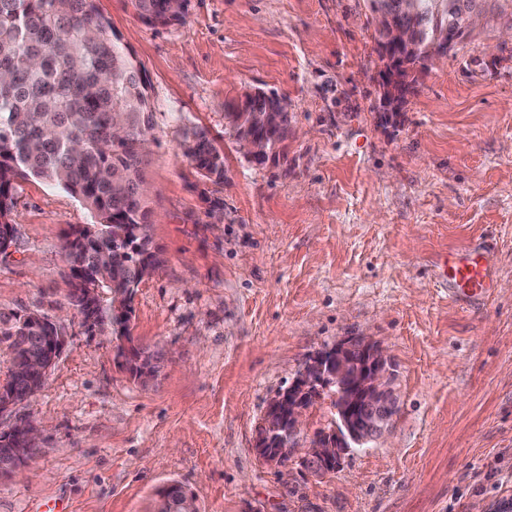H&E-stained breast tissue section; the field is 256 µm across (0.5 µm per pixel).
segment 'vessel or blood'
Instances as JSON below:
<instances>
[{"instance_id": "b4317fda", "label": "vessel or blood", "mask_w": 512, "mask_h": 512, "mask_svg": "<svg viewBox=\"0 0 512 512\" xmlns=\"http://www.w3.org/2000/svg\"><path fill=\"white\" fill-rule=\"evenodd\" d=\"M441 275L448 284L449 301L459 298H483L493 283L488 255L479 249H468L445 259Z\"/></svg>"}]
</instances>
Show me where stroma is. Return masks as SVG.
Listing matches in <instances>:
<instances>
[{"label": "stroma", "mask_w": 512, "mask_h": 512, "mask_svg": "<svg viewBox=\"0 0 512 512\" xmlns=\"http://www.w3.org/2000/svg\"><path fill=\"white\" fill-rule=\"evenodd\" d=\"M96 4L149 82L144 179L161 263L130 330L161 359L134 378L85 331L67 304L63 232L90 214L60 187L17 180L0 312L60 318L69 339L21 407L42 450L30 477L0 476V512L58 500L153 512L168 483L200 512H512V6L488 0L391 113L368 0H188L183 21L157 28L128 0ZM258 88L287 99L292 130L262 165L225 119ZM192 128L223 152V182L184 156ZM479 244L494 287L480 305L450 303L438 266ZM362 333L395 367L390 431L324 475L263 463L269 401L311 355Z\"/></svg>", "instance_id": "35a3bbf8"}]
</instances>
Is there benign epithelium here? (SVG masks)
Instances as JSON below:
<instances>
[{
	"instance_id": "1",
	"label": "benign epithelium",
	"mask_w": 512,
	"mask_h": 512,
	"mask_svg": "<svg viewBox=\"0 0 512 512\" xmlns=\"http://www.w3.org/2000/svg\"><path fill=\"white\" fill-rule=\"evenodd\" d=\"M476 3L458 2L455 24L459 31L472 27ZM377 16L386 19L382 45L414 48L413 28L398 24L383 10ZM80 322L89 331L112 336V318L103 314L95 296H90L86 313ZM68 339L66 325L58 318L48 323L47 335L41 337L38 356L16 362L15 369L24 375L36 391L55 370ZM394 370L387 350L370 336H348L328 350L312 355L297 377L267 406L263 426L255 443L258 457L270 465H283L298 459L314 473L339 469L345 457L356 445H366L382 439L396 411L393 388ZM337 387L335 412L338 420L331 428L307 438L302 435L306 413L316 394ZM23 400L0 390V433L18 441L15 448L3 449L0 470L11 475H25L30 463V451L39 446L41 429L32 419L18 413ZM288 413V429L278 436L271 430V418ZM164 512H198L196 498L179 484L165 485L157 495Z\"/></svg>"
}]
</instances>
